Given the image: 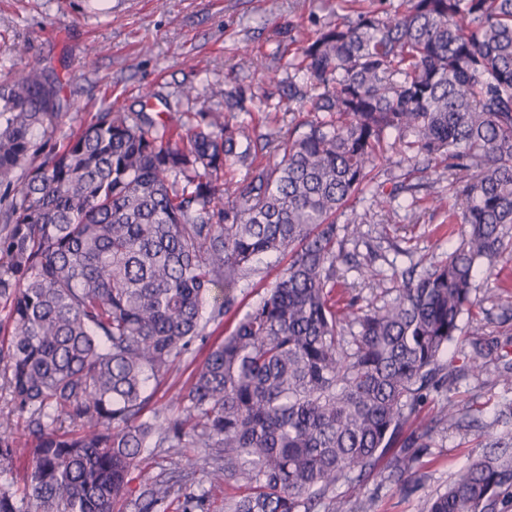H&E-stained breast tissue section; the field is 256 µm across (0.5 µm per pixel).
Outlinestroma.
<instances>
[{"label": "stroma", "mask_w": 512, "mask_h": 512, "mask_svg": "<svg viewBox=\"0 0 512 512\" xmlns=\"http://www.w3.org/2000/svg\"><path fill=\"white\" fill-rule=\"evenodd\" d=\"M345 13L344 0H0V75L15 65L9 51L15 42L26 43L30 58L58 75L60 138L77 131L90 114L111 106L136 111L147 99L161 111L175 103L181 86L191 84L203 92L223 81L255 94V102L239 118L257 136L311 120V113L299 111L288 99L289 82L303 77L289 74L285 64L297 54L299 39L335 25ZM246 52L263 56L266 70L242 68ZM447 191V182L426 177L417 190L397 193L389 207L378 208L367 195L339 211L337 223L359 221L364 234L363 242L347 244V252L356 261H371L377 275L366 281L356 269L343 270L337 298L358 297L363 307L383 305L393 297L402 271L444 259L459 227L449 223L446 211L433 209L429 198ZM475 285L480 302L476 314L487 339L512 336V315L503 316L495 299L501 289L512 290V261L498 263L492 273H479ZM235 315L208 326L206 344L187 354L157 388V407L170 415L178 412L180 394L210 346L223 341ZM452 400L460 414L478 413L488 421L497 404L512 401V383L490 370L471 372L459 380ZM483 443L474 428L439 432L418 467L419 486L411 496L376 476L355 489L338 486L336 492L351 507L368 505V512H421L426 498L445 488ZM136 469L156 476L185 474L196 485L209 484V464L199 448L176 455L148 450Z\"/></svg>", "instance_id": "stroma-1"}]
</instances>
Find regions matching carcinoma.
Masks as SVG:
<instances>
[{
  "mask_svg": "<svg viewBox=\"0 0 512 512\" xmlns=\"http://www.w3.org/2000/svg\"><path fill=\"white\" fill-rule=\"evenodd\" d=\"M25 62L0 76V474L16 433L32 466L0 483V512H207L212 487L247 489L224 512H352L336 486H362L394 445L384 479L400 493L435 435L463 418L464 370L444 360L475 277L512 230V0H391L306 39L288 99L316 113L300 135L252 139L234 120L245 91L217 84L212 108L97 112L52 139L60 80ZM246 147H241V144ZM421 160L448 180L438 198L462 224L446 259L401 273L381 306L333 298L337 263L361 224L336 213L364 195L378 161ZM245 168L237 174L236 166ZM288 264L210 349L177 415L151 384L206 340L264 255ZM496 353L512 379V337L474 342L468 370ZM485 451L424 512H512V402L497 405ZM146 448H205L210 487L131 471Z\"/></svg>",
  "mask_w": 512,
  "mask_h": 512,
  "instance_id": "cac0c4a2",
  "label": "carcinoma"
}]
</instances>
